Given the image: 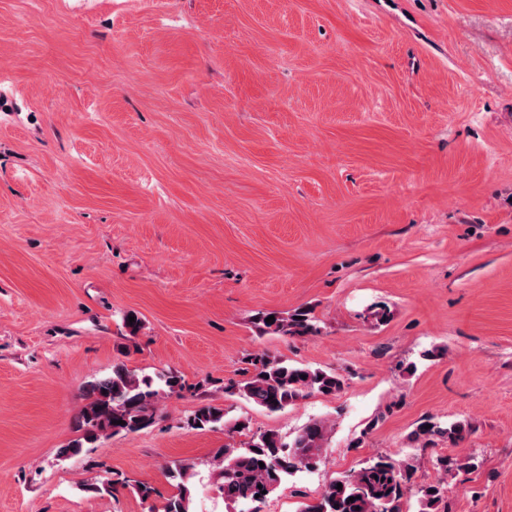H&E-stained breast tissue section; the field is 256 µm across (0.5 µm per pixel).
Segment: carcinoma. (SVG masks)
Masks as SVG:
<instances>
[{"mask_svg": "<svg viewBox=\"0 0 512 512\" xmlns=\"http://www.w3.org/2000/svg\"><path fill=\"white\" fill-rule=\"evenodd\" d=\"M272 314L259 312L253 323L262 334L283 336H313L320 331L313 310L296 309L274 322L265 319ZM253 372L244 381L225 387L238 392L248 402L269 411L294 406L317 393L336 396L347 385V378L333 371L293 364L265 356L251 360ZM183 389L181 377L172 372L156 376L140 375L124 364L112 372L90 381L85 387L87 403L76 419V437L59 449L58 456L68 459L93 448L101 439L120 433H136L148 428L155 419L156 403L163 395ZM195 429L224 427L229 434L249 430V422L226 419L224 409L202 405L188 418ZM331 426L322 419H312L298 431L283 436L263 432L252 436L245 448L224 445L218 455L217 478L228 512H260V505L288 479L303 469L310 471L322 462V449L329 439ZM472 426L465 420L446 423L434 417L422 419L409 435V440L421 449L440 442L453 446L465 441ZM264 466H259V463ZM476 466L475 458H449L439 455L433 461L436 480L423 484L416 491V512H448L447 478L454 470ZM417 467L414 454L403 456L378 455L357 469L339 474L325 487L320 499L305 505L300 512H404L407 484ZM194 465L175 463L168 468V478L177 493L164 505L163 512H192L190 479ZM342 488H337V484Z\"/></svg>", "mask_w": 512, "mask_h": 512, "instance_id": "1", "label": "carcinoma"}]
</instances>
